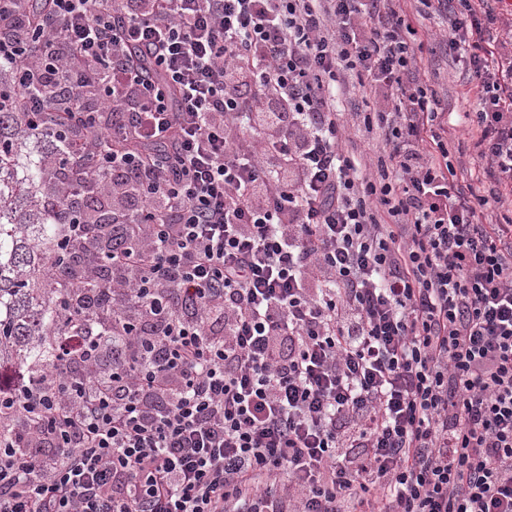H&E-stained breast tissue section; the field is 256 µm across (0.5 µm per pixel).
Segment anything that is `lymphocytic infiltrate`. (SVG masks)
<instances>
[{
	"instance_id": "f902f5d3",
	"label": "lymphocytic infiltrate",
	"mask_w": 512,
	"mask_h": 512,
	"mask_svg": "<svg viewBox=\"0 0 512 512\" xmlns=\"http://www.w3.org/2000/svg\"><path fill=\"white\" fill-rule=\"evenodd\" d=\"M436 2L471 48L480 196L394 0H0L18 106L57 100L112 205L65 226L111 237L82 285L111 308L0 397V512H512V224L487 220L512 17ZM353 78L373 161L339 119Z\"/></svg>"
}]
</instances>
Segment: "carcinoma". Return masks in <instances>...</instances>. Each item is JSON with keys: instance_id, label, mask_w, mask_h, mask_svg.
I'll list each match as a JSON object with an SVG mask.
<instances>
[{"instance_id": "1", "label": "carcinoma", "mask_w": 512, "mask_h": 512, "mask_svg": "<svg viewBox=\"0 0 512 512\" xmlns=\"http://www.w3.org/2000/svg\"><path fill=\"white\" fill-rule=\"evenodd\" d=\"M13 70L0 67V367L27 371L22 385H37L39 369L55 362L52 337L75 334L94 308L111 306L103 292L91 306L80 297L83 268L68 262L58 247L68 221V202L54 194L49 169L69 170L76 162L64 135L47 118L31 121L13 107ZM109 245L81 247L91 263L107 262ZM67 299L73 320L59 315Z\"/></svg>"}]
</instances>
